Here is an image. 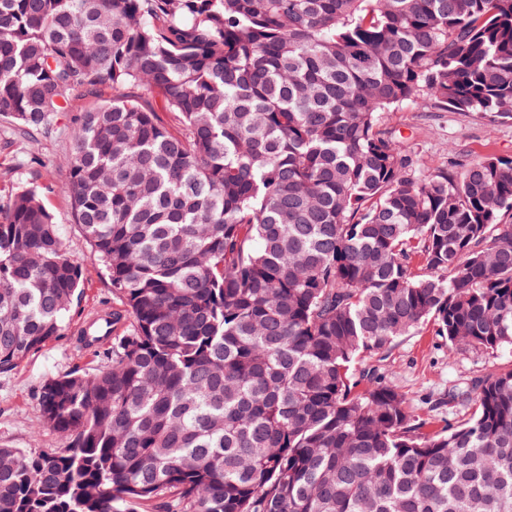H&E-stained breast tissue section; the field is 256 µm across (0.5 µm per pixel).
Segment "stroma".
Segmentation results:
<instances>
[{
	"instance_id": "stroma-1",
	"label": "stroma",
	"mask_w": 512,
	"mask_h": 512,
	"mask_svg": "<svg viewBox=\"0 0 512 512\" xmlns=\"http://www.w3.org/2000/svg\"><path fill=\"white\" fill-rule=\"evenodd\" d=\"M111 97L112 90L107 86L92 96L74 95L72 111L57 117L56 135L31 148L8 143L6 125L0 121V173L9 175L8 181L0 180V194L18 183L42 187L62 180L59 161L69 150L75 114ZM386 122L409 143L421 173L444 163L452 153L512 157V120H493L473 112L440 111L409 103L399 111L387 113ZM45 204L56 216L68 253L90 263L91 273L82 299L66 318L63 336L46 343L13 371L0 374V444L55 452L65 448L67 441L42 424L40 387L47 379L74 370L104 367L103 358L82 350L81 330L90 318L117 307L118 302L104 270L94 264L87 242L71 223L65 199L51 194ZM507 359L504 353L489 355L468 347L449 349L441 337L425 329L397 341L376 366L388 382L406 393L411 410L439 428L466 418L471 412L470 405L449 402V388L467 386L479 370L493 368Z\"/></svg>"
}]
</instances>
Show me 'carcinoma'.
Wrapping results in <instances>:
<instances>
[{"label": "carcinoma", "mask_w": 512, "mask_h": 512, "mask_svg": "<svg viewBox=\"0 0 512 512\" xmlns=\"http://www.w3.org/2000/svg\"><path fill=\"white\" fill-rule=\"evenodd\" d=\"M103 85L61 183L0 196V373L87 280L44 193L121 302L111 364L40 388L68 446L0 445V512H512V361L440 430L356 373L427 326L512 350V157L415 175L384 120H512V0H0L15 138Z\"/></svg>", "instance_id": "1"}]
</instances>
